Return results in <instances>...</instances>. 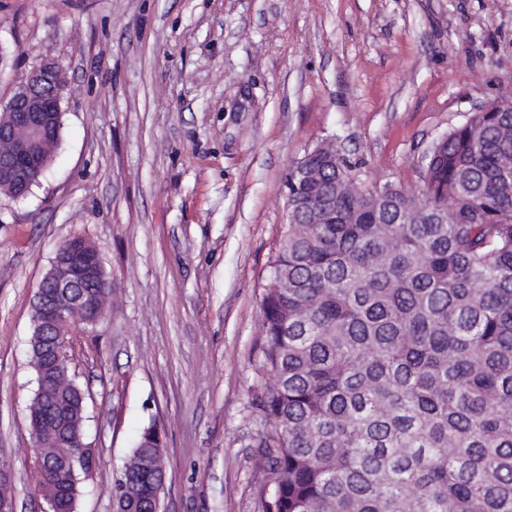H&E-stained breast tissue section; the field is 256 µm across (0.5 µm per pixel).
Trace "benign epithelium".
I'll return each mask as SVG.
<instances>
[{
  "label": "benign epithelium",
  "instance_id": "benign-epithelium-1",
  "mask_svg": "<svg viewBox=\"0 0 512 512\" xmlns=\"http://www.w3.org/2000/svg\"><path fill=\"white\" fill-rule=\"evenodd\" d=\"M67 89L64 66L57 60L45 59L33 66L22 85L7 100H0V194L12 199L27 196L34 183L48 170L59 145L62 103ZM321 154L336 161L335 147L322 145L309 150L291 168L294 176L312 183L317 171L308 159ZM111 289L99 255L67 239V245L55 254L50 269L39 281L35 300L41 309L42 335L55 337L43 349L45 366L38 371L35 399H43L52 389L69 383L62 365L70 364V337L79 333L81 320L77 314L96 325L104 314L99 301ZM71 406L53 401L47 413L29 414L30 423H39L41 432L31 431L35 453L53 440L62 439L59 422L69 419ZM47 508L43 512H75L76 500L64 488L43 496Z\"/></svg>",
  "mask_w": 512,
  "mask_h": 512
}]
</instances>
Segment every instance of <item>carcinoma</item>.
Returning <instances> with one entry per match:
<instances>
[{"label": "carcinoma", "instance_id": "carcinoma-1", "mask_svg": "<svg viewBox=\"0 0 512 512\" xmlns=\"http://www.w3.org/2000/svg\"><path fill=\"white\" fill-rule=\"evenodd\" d=\"M512 101L477 112L428 151L412 193L329 196L345 159L314 157L320 178L288 175L289 224L262 298L263 429L271 475L263 512H512ZM448 223L406 211L408 198ZM333 223H314L323 199ZM378 223H373V220ZM82 388L71 425L84 418ZM78 446L43 449L39 481ZM149 488L116 481L124 512H155L164 471L145 429L127 464Z\"/></svg>", "mask_w": 512, "mask_h": 512}]
</instances>
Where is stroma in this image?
I'll return each mask as SVG.
<instances>
[{
  "label": "stroma",
  "mask_w": 512,
  "mask_h": 512,
  "mask_svg": "<svg viewBox=\"0 0 512 512\" xmlns=\"http://www.w3.org/2000/svg\"><path fill=\"white\" fill-rule=\"evenodd\" d=\"M45 57L68 79L61 144L28 196L0 195V467L17 512L45 506L34 293L75 234L112 282L70 349L95 452L76 512H113L152 425L163 512H262L255 364L288 170L331 141L366 182L417 189L435 140L512 98V0H0V99Z\"/></svg>",
  "instance_id": "35a3bbf8"
}]
</instances>
